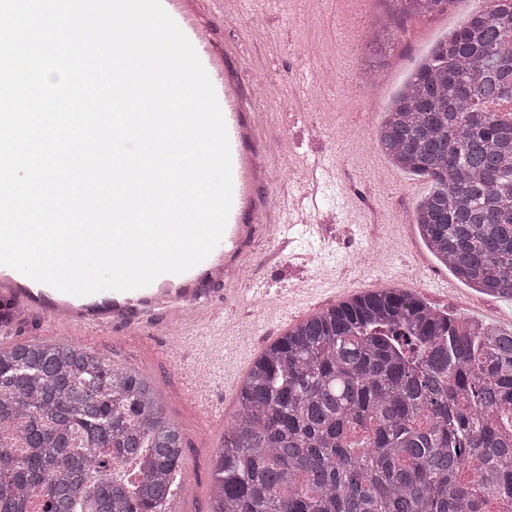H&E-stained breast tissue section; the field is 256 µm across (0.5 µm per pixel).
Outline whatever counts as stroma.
Wrapping results in <instances>:
<instances>
[{
	"label": "stroma",
	"mask_w": 512,
	"mask_h": 512,
	"mask_svg": "<svg viewBox=\"0 0 512 512\" xmlns=\"http://www.w3.org/2000/svg\"><path fill=\"white\" fill-rule=\"evenodd\" d=\"M329 2L254 0L264 30L248 35L241 32L240 20L224 24L225 36L239 45L241 66L265 72L272 84L262 100L272 165L296 159L312 171L321 163L335 171L321 201L320 233L312 237L293 230V250L269 263L263 259L269 245L260 242L258 258L247 266L249 282L266 290L267 305L244 300L228 309L213 303L225 341L253 331L259 353L312 313L385 288L411 289L440 311L511 327L512 300L475 293L428 252L413 208L431 183L393 166L374 138L387 106L419 62L471 14L489 10L490 0H455L447 13L429 19L395 16L392 0H339L337 21ZM387 19L395 37L389 65L375 82L365 70V45ZM300 44L312 46V61L298 55ZM368 249L371 264L352 270L348 259ZM207 338V329H195L177 356L167 338L155 334L131 342L108 334L70 339L108 364L142 372L158 387L168 417L184 436V463L174 474L175 512H210L212 456L224 441V422L238 407L221 379L210 380L199 395L192 388V370ZM215 409L223 423L212 420Z\"/></svg>",
	"instance_id": "35a3bbf8"
}]
</instances>
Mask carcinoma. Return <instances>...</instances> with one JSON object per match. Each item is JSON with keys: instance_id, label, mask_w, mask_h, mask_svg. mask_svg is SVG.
Instances as JSON below:
<instances>
[{"instance_id": "1", "label": "carcinoma", "mask_w": 512, "mask_h": 512, "mask_svg": "<svg viewBox=\"0 0 512 512\" xmlns=\"http://www.w3.org/2000/svg\"><path fill=\"white\" fill-rule=\"evenodd\" d=\"M431 17L453 0H396ZM386 25L370 33L385 66ZM512 0L436 44L376 137L433 185L414 209L429 252L512 299ZM0 512H174L183 437L152 382L91 349L0 350ZM512 496V329L388 288L269 344L212 459L210 512H493Z\"/></svg>"}]
</instances>
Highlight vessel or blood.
<instances>
[{"instance_id": "vessel-or-blood-1", "label": "vessel or blood", "mask_w": 512, "mask_h": 512, "mask_svg": "<svg viewBox=\"0 0 512 512\" xmlns=\"http://www.w3.org/2000/svg\"><path fill=\"white\" fill-rule=\"evenodd\" d=\"M166 12L195 48L216 92L226 123L233 177L232 206L223 238L212 253L185 273L163 274L149 286L133 291L105 290L78 297L37 283L18 271L0 266V297L23 311L43 314L54 335H101L120 328L123 335L169 332L170 317L180 314L179 336L212 322L208 299L213 286L224 288L227 306L239 305L238 284L247 261L260 239H267L273 254L288 246V228L312 227L318 210L314 192L303 202L274 198L266 140L260 131L262 112L246 109L244 96L250 84L236 61V47L224 36L230 7L242 0H162ZM224 360V327L214 324L211 341L198 360L203 374Z\"/></svg>"}]
</instances>
